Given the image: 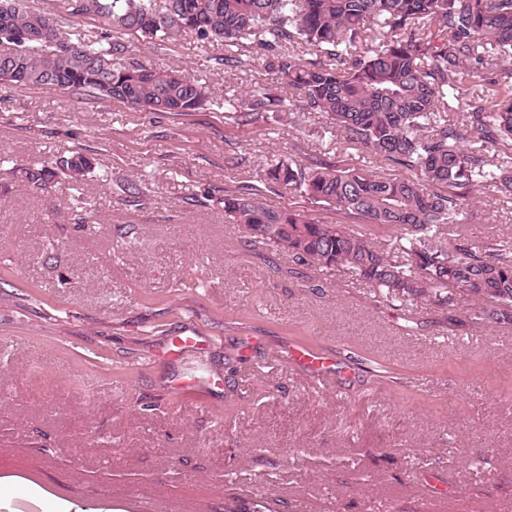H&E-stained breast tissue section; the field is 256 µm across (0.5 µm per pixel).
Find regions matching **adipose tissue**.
<instances>
[{
    "instance_id": "ef3b65f1",
    "label": "adipose tissue",
    "mask_w": 512,
    "mask_h": 512,
    "mask_svg": "<svg viewBox=\"0 0 512 512\" xmlns=\"http://www.w3.org/2000/svg\"><path fill=\"white\" fill-rule=\"evenodd\" d=\"M0 512H114L97 500L56 492L49 484L12 474L0 476Z\"/></svg>"
}]
</instances>
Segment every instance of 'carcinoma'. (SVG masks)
I'll use <instances>...</instances> for the list:
<instances>
[{
  "mask_svg": "<svg viewBox=\"0 0 512 512\" xmlns=\"http://www.w3.org/2000/svg\"><path fill=\"white\" fill-rule=\"evenodd\" d=\"M67 16L0 0V84L52 86L118 100L139 112L185 115L207 109V88L180 70L127 64L117 38L159 41L194 34L220 45L224 66L250 64L237 48L288 44L269 67L288 88L261 87L224 106L249 125L289 103L323 117L339 141L408 175L290 157L268 172L278 186L385 229L383 241L345 224L266 204L261 190L224 191V217L251 237L325 272H343L402 306L468 301L476 327L512 321V241L474 240L462 224L475 194L512 200V0H63ZM101 19L99 40H72L75 16ZM486 89L468 93L469 86ZM458 117L449 119L448 113ZM73 152L36 161L17 175L37 190L91 170ZM224 512H279L266 495Z\"/></svg>",
  "mask_w": 512,
  "mask_h": 512,
  "instance_id": "carcinoma-1",
  "label": "carcinoma"
}]
</instances>
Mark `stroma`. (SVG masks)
Here are the masks:
<instances>
[{
    "mask_svg": "<svg viewBox=\"0 0 512 512\" xmlns=\"http://www.w3.org/2000/svg\"><path fill=\"white\" fill-rule=\"evenodd\" d=\"M122 42L126 61L204 80L216 107L147 114L0 85V473L122 512L133 495L144 512H224L261 493L283 512H512V323L471 327L463 299L399 307L224 221L225 190L244 185L309 209L266 180L290 156L399 169L316 135L293 106L237 124L220 102L281 90L265 60L225 68L223 47L191 34ZM72 150L94 168L59 188L8 173ZM86 208L97 223H81ZM465 230L512 237V203L485 190ZM187 328L198 347L172 352ZM294 330L332 358L334 389L275 358ZM368 357L393 363L395 383L373 384ZM195 375L221 385L207 406L171 388Z\"/></svg>",
    "mask_w": 512,
    "mask_h": 512,
    "instance_id": "stroma-1",
    "label": "stroma"
}]
</instances>
